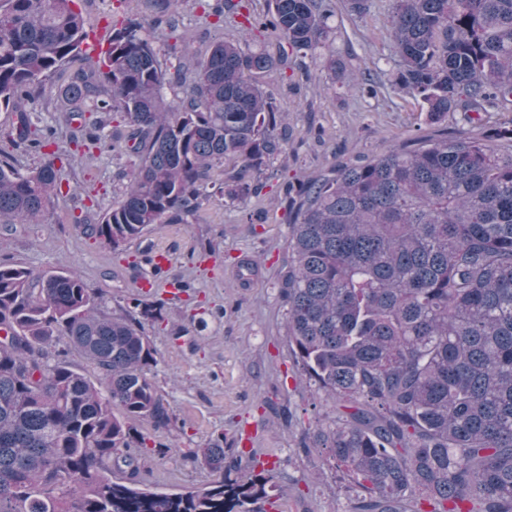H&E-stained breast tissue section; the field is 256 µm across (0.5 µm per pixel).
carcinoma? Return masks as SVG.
<instances>
[{
	"mask_svg": "<svg viewBox=\"0 0 512 512\" xmlns=\"http://www.w3.org/2000/svg\"><path fill=\"white\" fill-rule=\"evenodd\" d=\"M111 18L110 47L52 97L50 77L80 59L76 0H0V109L54 98L96 117L66 135L31 110L0 154V224H41L66 197L81 150L120 118L130 156L120 199L83 232L120 250L154 224H186L218 187L244 204L281 151L274 98L259 81L286 42L298 69L344 71L318 50L333 0H196L215 40L178 48L180 0H143ZM397 57L389 87L437 120L461 112L476 137L393 148L334 175L285 185L288 259L280 274L288 346L301 377L336 406L320 447L356 491L352 512H512V0H390ZM264 41L224 39V9ZM169 38L156 34L159 27ZM183 95L169 99L166 87ZM347 86L362 97L384 85ZM73 270L0 260V512H264L274 467L239 473L219 436L195 458L218 472L187 492L140 488L132 425L174 426L151 380L143 323L162 302L133 298L121 317ZM77 353L96 373L74 366ZM126 470L112 480V464Z\"/></svg>",
	"mask_w": 512,
	"mask_h": 512,
	"instance_id": "cac0c4a2",
	"label": "carcinoma"
}]
</instances>
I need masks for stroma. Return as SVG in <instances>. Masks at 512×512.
I'll use <instances>...</instances> for the list:
<instances>
[{
    "instance_id": "1",
    "label": "stroma",
    "mask_w": 512,
    "mask_h": 512,
    "mask_svg": "<svg viewBox=\"0 0 512 512\" xmlns=\"http://www.w3.org/2000/svg\"><path fill=\"white\" fill-rule=\"evenodd\" d=\"M333 29L321 52L347 72H371L388 82L394 68L388 25L390 0H372L364 19L350 15L345 0H334ZM288 119L287 159H275L259 177L262 190L244 204L212 192L199 219L157 224L139 240L115 252L84 235L77 226L92 204L111 207L127 186L125 158L102 146L79 160L70 194L49 212L45 223L0 226V259L37 270L76 269L89 288L103 293L106 308L119 315L130 298L151 281L165 302L162 320L144 328L156 350L151 377L170 404L174 427L159 435L175 454L141 459L144 489L185 492L204 488L214 473L192 453L215 436L224 438L225 459L241 471L256 463L275 468L268 494L275 512H350L355 493L328 455L309 448L307 428L330 424L332 407L302 380L288 347L286 310L278 279L288 256L283 220L289 180L332 174L392 147L471 135L460 115L430 120L409 97L386 89L363 98L327 73L290 74L277 67L261 78ZM165 252L170 264L154 270L147 255ZM180 279L186 295L169 294Z\"/></svg>"
}]
</instances>
